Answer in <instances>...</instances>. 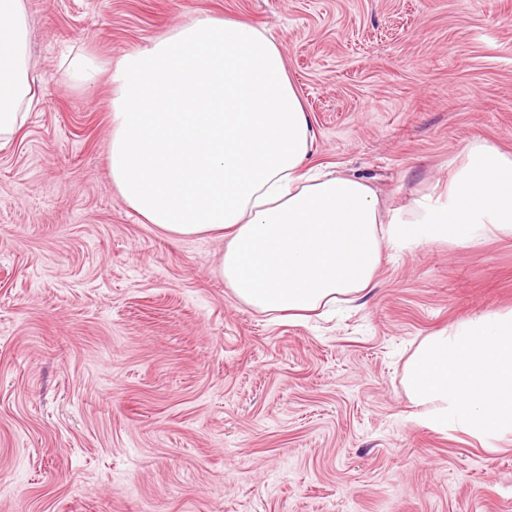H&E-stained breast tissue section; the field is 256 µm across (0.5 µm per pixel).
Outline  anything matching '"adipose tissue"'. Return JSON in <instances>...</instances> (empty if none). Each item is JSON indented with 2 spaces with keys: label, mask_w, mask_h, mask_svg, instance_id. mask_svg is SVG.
I'll return each mask as SVG.
<instances>
[{
  "label": "adipose tissue",
  "mask_w": 512,
  "mask_h": 512,
  "mask_svg": "<svg viewBox=\"0 0 512 512\" xmlns=\"http://www.w3.org/2000/svg\"><path fill=\"white\" fill-rule=\"evenodd\" d=\"M36 78L26 0H0V146ZM112 185L172 238L220 236L218 272L249 307L292 320L372 288L385 249L512 235V154L467 146L445 195L385 217L364 180L313 171V131L279 45L214 16L135 49L111 74Z\"/></svg>",
  "instance_id": "obj_1"
}]
</instances>
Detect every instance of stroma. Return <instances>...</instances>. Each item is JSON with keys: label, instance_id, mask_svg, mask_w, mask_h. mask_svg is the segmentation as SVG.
I'll list each match as a JSON object with an SVG mask.
<instances>
[{"label": "stroma", "instance_id": "stroma-1", "mask_svg": "<svg viewBox=\"0 0 512 512\" xmlns=\"http://www.w3.org/2000/svg\"><path fill=\"white\" fill-rule=\"evenodd\" d=\"M39 102L0 147V512H512V437L410 420L420 342L512 309V236L384 253L351 310L239 302L224 240L112 185L109 65L204 16L281 47L312 165L389 211L512 154V0H26ZM97 57L93 86L62 81Z\"/></svg>", "mask_w": 512, "mask_h": 512}]
</instances>
